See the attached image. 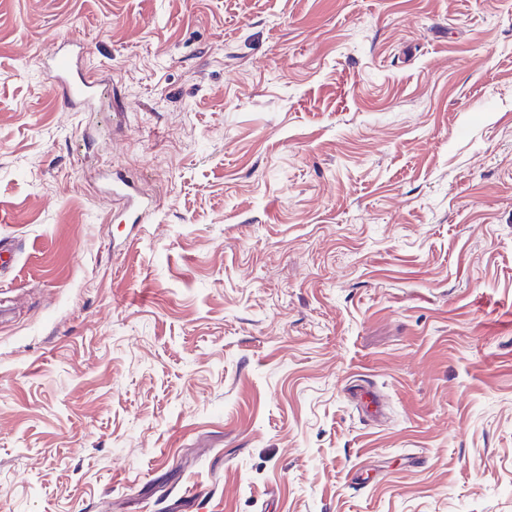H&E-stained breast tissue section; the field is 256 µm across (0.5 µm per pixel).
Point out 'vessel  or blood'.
<instances>
[{
  "mask_svg": "<svg viewBox=\"0 0 512 512\" xmlns=\"http://www.w3.org/2000/svg\"><path fill=\"white\" fill-rule=\"evenodd\" d=\"M74 46L75 42L72 38L60 37L55 48L44 61L50 90L60 104L67 109L77 108L93 99L99 82L94 70H88L79 65ZM111 194L114 200L122 203L131 223H140L143 214L150 208L149 202L135 199L133 185L124 179L113 181Z\"/></svg>",
  "mask_w": 512,
  "mask_h": 512,
  "instance_id": "1",
  "label": "vessel or blood"
}]
</instances>
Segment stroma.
<instances>
[{
  "mask_svg": "<svg viewBox=\"0 0 512 512\" xmlns=\"http://www.w3.org/2000/svg\"><path fill=\"white\" fill-rule=\"evenodd\" d=\"M0 240V512H512V0H0ZM74 46L72 38L61 36L44 61L50 90L65 109H75L93 99L99 82L94 70L79 65ZM110 190L112 198L122 203L124 210L128 212L130 224L140 223L143 214L151 208V203L135 199L134 186L122 178L113 180Z\"/></svg>",
  "mask_w": 512,
  "mask_h": 512,
  "instance_id": "stroma-1",
  "label": "stroma"
}]
</instances>
